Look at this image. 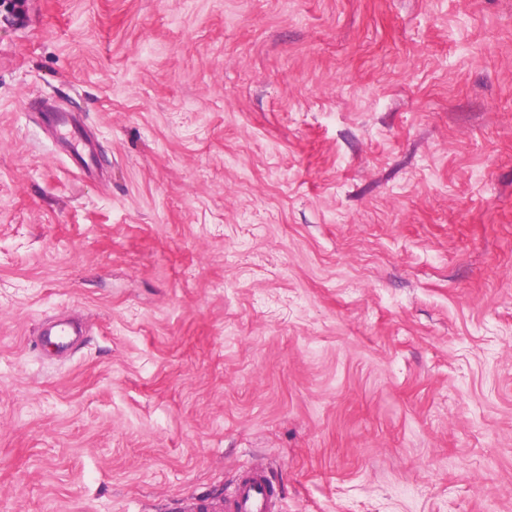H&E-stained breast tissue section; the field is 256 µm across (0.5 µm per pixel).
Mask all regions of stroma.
Returning a JSON list of instances; mask_svg holds the SVG:
<instances>
[{
  "instance_id": "stroma-1",
  "label": "stroma",
  "mask_w": 512,
  "mask_h": 512,
  "mask_svg": "<svg viewBox=\"0 0 512 512\" xmlns=\"http://www.w3.org/2000/svg\"><path fill=\"white\" fill-rule=\"evenodd\" d=\"M259 460L281 512H512V0L0 7V512ZM52 116V125L60 132H64L71 142L72 149L79 154V150L84 146L82 130L76 121L74 115L66 112H50Z\"/></svg>"
}]
</instances>
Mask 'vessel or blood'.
<instances>
[{
	"label": "vessel or blood",
	"mask_w": 512,
	"mask_h": 512,
	"mask_svg": "<svg viewBox=\"0 0 512 512\" xmlns=\"http://www.w3.org/2000/svg\"><path fill=\"white\" fill-rule=\"evenodd\" d=\"M53 126L69 138L73 150L83 146L82 130L74 115L56 112ZM281 494L266 465L258 463L238 472L224 496V512H280Z\"/></svg>",
	"instance_id": "vessel-or-blood-1"
}]
</instances>
